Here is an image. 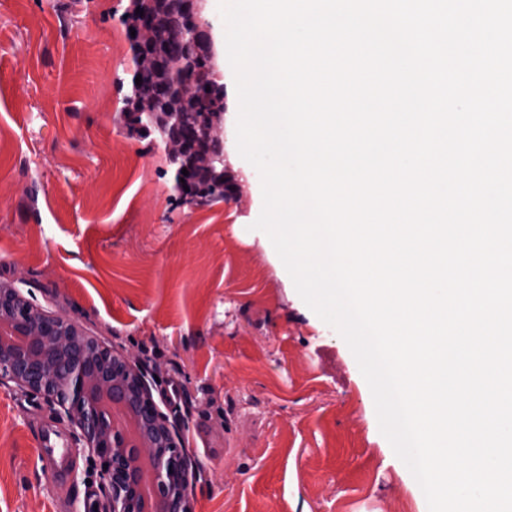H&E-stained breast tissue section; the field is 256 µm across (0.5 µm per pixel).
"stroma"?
<instances>
[{
  "label": "stroma",
  "instance_id": "stroma-1",
  "mask_svg": "<svg viewBox=\"0 0 512 512\" xmlns=\"http://www.w3.org/2000/svg\"><path fill=\"white\" fill-rule=\"evenodd\" d=\"M131 0H0V282L143 355L196 464L193 512H427L343 338L262 231L261 182L180 203L123 114ZM59 430L65 489L37 459ZM99 462L42 396L0 382V512H92Z\"/></svg>",
  "mask_w": 512,
  "mask_h": 512
}]
</instances>
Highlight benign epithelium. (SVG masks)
Segmentation results:
<instances>
[{"label":"benign epithelium","instance_id":"1","mask_svg":"<svg viewBox=\"0 0 512 512\" xmlns=\"http://www.w3.org/2000/svg\"><path fill=\"white\" fill-rule=\"evenodd\" d=\"M207 0H174L166 37L175 45L202 41L216 69ZM178 169L206 170L227 158L191 148L178 135L161 142ZM0 377H7L57 407L77 440L101 465L105 512H192L195 466L182 451L184 438L155 404L141 361L115 352L75 322L52 315L0 282Z\"/></svg>","mask_w":512,"mask_h":512}]
</instances>
